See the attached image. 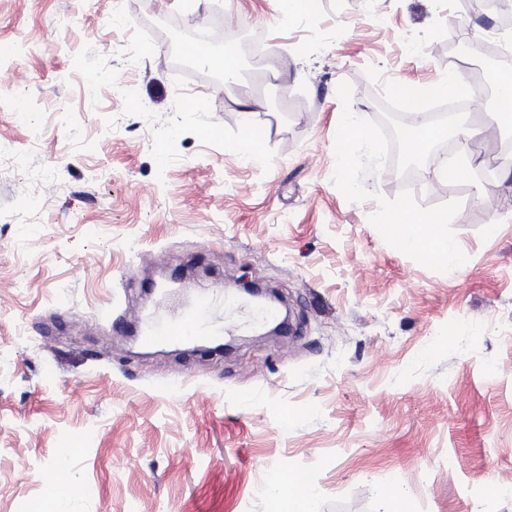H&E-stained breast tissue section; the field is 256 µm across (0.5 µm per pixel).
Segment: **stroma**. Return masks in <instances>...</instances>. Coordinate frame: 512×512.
Masks as SVG:
<instances>
[{
    "mask_svg": "<svg viewBox=\"0 0 512 512\" xmlns=\"http://www.w3.org/2000/svg\"><path fill=\"white\" fill-rule=\"evenodd\" d=\"M459 0H0V512H271L274 471L316 512H512V157L456 184L384 167L365 187L460 201L467 256L432 271L389 246L377 203L333 184L341 82L377 119L381 84H436L448 36L482 59L496 12ZM221 26L238 81L189 53ZM262 104L245 118L242 93ZM262 152L227 151L245 123ZM247 282L292 309L225 354L132 357L113 324ZM67 475L54 477L60 449Z\"/></svg>",
    "mask_w": 512,
    "mask_h": 512,
    "instance_id": "35a3bbf8",
    "label": "stroma"
}]
</instances>
